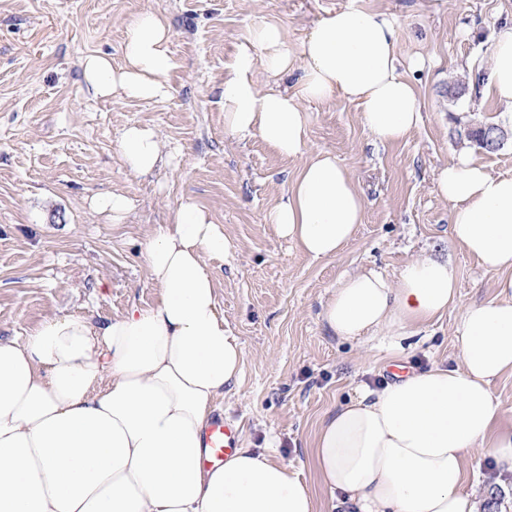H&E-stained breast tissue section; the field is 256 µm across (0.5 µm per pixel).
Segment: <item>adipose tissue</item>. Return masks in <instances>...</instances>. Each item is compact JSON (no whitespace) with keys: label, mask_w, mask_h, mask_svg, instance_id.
<instances>
[{"label":"adipose tissue","mask_w":512,"mask_h":512,"mask_svg":"<svg viewBox=\"0 0 512 512\" xmlns=\"http://www.w3.org/2000/svg\"><path fill=\"white\" fill-rule=\"evenodd\" d=\"M170 41L161 16L138 12L126 23L123 65L87 56L85 82L100 98L164 100L176 66ZM397 42L391 16L356 6L320 19L297 48L278 24L263 22L224 80L226 129L303 161L266 221L311 258L342 252L365 203L333 154L308 155L303 104L345 98L375 141L404 139L421 110ZM259 67L298 74L295 91H259ZM487 94L512 106L511 23L492 45ZM118 149L139 174L160 160L158 135L146 126L125 128ZM436 188L452 209L453 240L498 274V295L464 309L460 366L409 373L323 422L315 468L347 512H478L465 469L476 448L512 473V424H501L490 390L512 371V176L462 154L439 170ZM228 250L223 227L182 199L174 223L143 246L155 304L101 323L54 317L22 340L0 339V512H316L309 485L266 453L243 448L212 470L200 463L212 405L243 367L208 265ZM456 288L453 269L431 258L394 281L363 270L342 277L321 316L344 341L403 339L447 312Z\"/></svg>","instance_id":"ef3b65f1"}]
</instances>
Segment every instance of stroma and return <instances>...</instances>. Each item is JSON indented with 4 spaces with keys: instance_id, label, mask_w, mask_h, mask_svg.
I'll return each instance as SVG.
<instances>
[{
    "instance_id": "obj_1",
    "label": "stroma",
    "mask_w": 512,
    "mask_h": 512,
    "mask_svg": "<svg viewBox=\"0 0 512 512\" xmlns=\"http://www.w3.org/2000/svg\"><path fill=\"white\" fill-rule=\"evenodd\" d=\"M351 4L398 21L400 70L417 88L422 122L406 139L379 144L356 104L306 103L309 153L335 155L365 198L354 238L337 257L316 260L266 222L302 159L226 130L224 77L255 25L278 23L296 47L315 22ZM143 10L163 16L172 34L170 97L94 98L83 58L106 54L121 66L126 22ZM507 21L512 0H0V338H22L53 317L104 322L154 304L141 245L192 198L230 244L211 268L244 351L241 378L215 404L240 423L243 447L267 449L299 473L318 512H344L314 467L322 423L361 390L392 381L390 366L458 365L463 309L496 296L495 275L452 240L435 177L463 152L492 175L512 176V138L486 153L458 136L485 124L512 131V107L482 82ZM420 58L422 70L413 66ZM457 81L466 93L454 99L447 89ZM134 123L153 128L170 157L145 177L118 150ZM107 192L130 198L123 221L91 208ZM424 257L449 262L457 279V302L441 318L398 342L328 333L322 308L344 274L374 269L394 280ZM466 469L467 491L493 502L492 512H512V474L480 448Z\"/></svg>"
}]
</instances>
